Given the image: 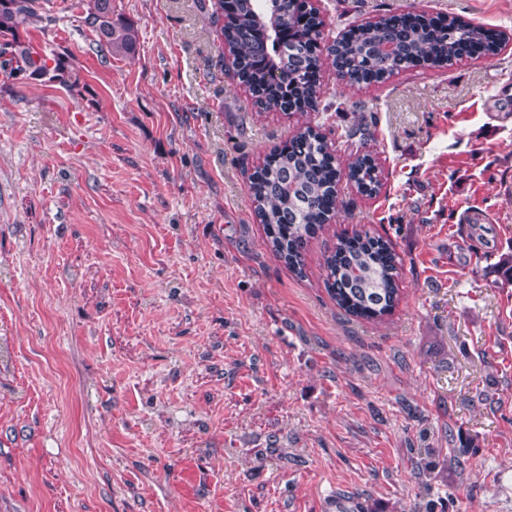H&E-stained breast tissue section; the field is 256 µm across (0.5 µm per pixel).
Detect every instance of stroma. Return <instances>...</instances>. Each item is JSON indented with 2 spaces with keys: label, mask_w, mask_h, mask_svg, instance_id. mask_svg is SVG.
I'll return each instance as SVG.
<instances>
[{
  "label": "stroma",
  "mask_w": 512,
  "mask_h": 512,
  "mask_svg": "<svg viewBox=\"0 0 512 512\" xmlns=\"http://www.w3.org/2000/svg\"><path fill=\"white\" fill-rule=\"evenodd\" d=\"M76 85L0 73V512H512V44L262 110L221 69L199 0H37ZM322 42L381 16L512 36V0H319ZM340 178L303 276L266 245L250 181L298 128ZM388 237L400 300L338 308L337 238ZM84 24L95 33L100 55L134 54L137 31L121 18H114L112 0H86ZM347 177L362 193L373 194L383 186V174L367 154H358L348 164Z\"/></svg>",
  "instance_id": "stroma-1"
}]
</instances>
